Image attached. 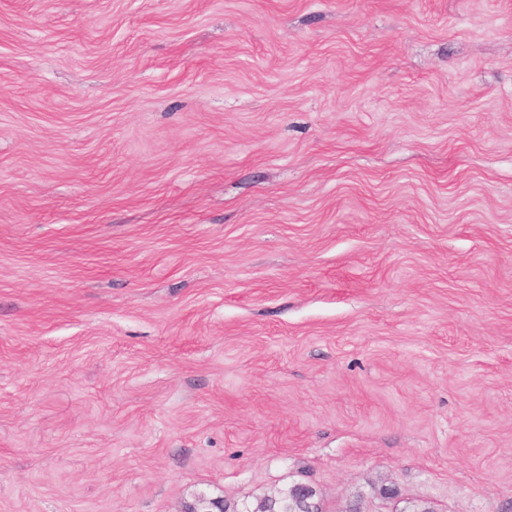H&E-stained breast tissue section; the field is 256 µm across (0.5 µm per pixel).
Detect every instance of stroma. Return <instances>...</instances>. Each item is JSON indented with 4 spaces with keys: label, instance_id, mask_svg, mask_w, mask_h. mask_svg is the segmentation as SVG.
<instances>
[{
    "label": "stroma",
    "instance_id": "35a3bbf8",
    "mask_svg": "<svg viewBox=\"0 0 512 512\" xmlns=\"http://www.w3.org/2000/svg\"><path fill=\"white\" fill-rule=\"evenodd\" d=\"M296 483L512 512V0H0V512Z\"/></svg>",
    "mask_w": 512,
    "mask_h": 512
}]
</instances>
